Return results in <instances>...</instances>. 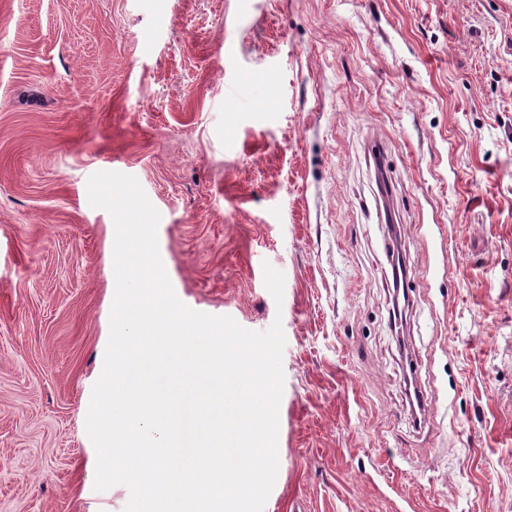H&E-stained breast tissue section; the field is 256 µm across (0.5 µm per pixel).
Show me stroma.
<instances>
[{"label":"stroma","mask_w":512,"mask_h":512,"mask_svg":"<svg viewBox=\"0 0 512 512\" xmlns=\"http://www.w3.org/2000/svg\"><path fill=\"white\" fill-rule=\"evenodd\" d=\"M2 53L0 512L130 500L96 490L86 431L116 290L101 171L159 212L185 306L282 324L264 512H512V0H0Z\"/></svg>","instance_id":"35a3bbf8"}]
</instances>
